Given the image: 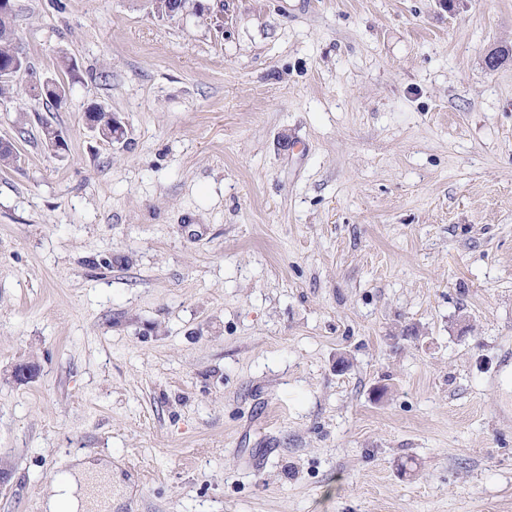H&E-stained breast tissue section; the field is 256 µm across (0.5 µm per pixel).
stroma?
<instances>
[{
	"label": "stroma",
	"mask_w": 512,
	"mask_h": 512,
	"mask_svg": "<svg viewBox=\"0 0 512 512\" xmlns=\"http://www.w3.org/2000/svg\"><path fill=\"white\" fill-rule=\"evenodd\" d=\"M14 26L77 69L0 101V512L77 456L115 512H512V0Z\"/></svg>",
	"instance_id": "1"
}]
</instances>
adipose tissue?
Wrapping results in <instances>:
<instances>
[{"label":"adipose tissue","instance_id":"1","mask_svg":"<svg viewBox=\"0 0 512 512\" xmlns=\"http://www.w3.org/2000/svg\"><path fill=\"white\" fill-rule=\"evenodd\" d=\"M112 462H90L75 458L64 478L55 482L47 496L44 512H110Z\"/></svg>","mask_w":512,"mask_h":512}]
</instances>
